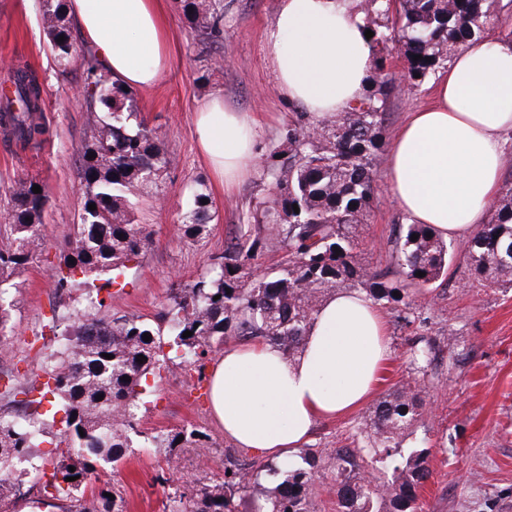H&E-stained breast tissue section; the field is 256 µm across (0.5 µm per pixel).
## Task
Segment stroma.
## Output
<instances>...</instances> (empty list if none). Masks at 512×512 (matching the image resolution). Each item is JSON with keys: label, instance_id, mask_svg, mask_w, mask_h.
<instances>
[{"label": "stroma", "instance_id": "stroma-1", "mask_svg": "<svg viewBox=\"0 0 512 512\" xmlns=\"http://www.w3.org/2000/svg\"><path fill=\"white\" fill-rule=\"evenodd\" d=\"M174 50L168 72L157 84L136 90L137 107L158 130L168 159L158 189L133 197L136 223L152 232V243L121 284L104 287L105 314L155 318L174 289L205 272L224 252L243 213L273 197L263 170L269 152L281 146L301 104L284 98L266 53L278 0H224V32L203 41L182 17L179 0H164ZM227 65H219V58ZM27 62L44 85L49 136L41 150L24 152L0 136V219L11 207V189L26 176L42 181L46 204L41 234L45 250L38 265L0 285V301L11 318L0 330V377L41 385V353L60 343V331L80 318L82 291L58 293L54 273L64 240L83 206L78 149L88 134L85 100L76 95L78 70L60 72L51 56L39 0H0V84L19 62ZM434 80L392 93L386 103L383 136L391 138L410 112L429 105ZM248 113L259 123L257 154L250 174L230 191L215 188L196 142L194 111L211 95ZM361 242L364 263L393 268L390 242L405 218L384 175ZM211 197L213 215L206 239L191 241L174 231L197 191ZM446 276L425 291L410 312L382 307L390 353L380 389L414 378L412 345L431 346L426 412L415 436L432 450V476L420 497L422 512H512V288L474 287L468 282L461 240H453ZM224 356L215 347L203 371L183 360H164L161 375L149 379L140 404L138 436L117 469H104L101 483L119 490L126 512H167L169 496L183 481L221 477L224 452L232 443L209 414L212 367ZM194 427L208 436L206 447L184 449L173 461L148 439ZM366 432L364 410L319 422L307 450L327 456L352 447Z\"/></svg>", "mask_w": 512, "mask_h": 512}]
</instances>
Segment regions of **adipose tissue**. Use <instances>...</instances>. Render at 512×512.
Here are the masks:
<instances>
[{
	"instance_id": "adipose-tissue-1",
	"label": "adipose tissue",
	"mask_w": 512,
	"mask_h": 512,
	"mask_svg": "<svg viewBox=\"0 0 512 512\" xmlns=\"http://www.w3.org/2000/svg\"><path fill=\"white\" fill-rule=\"evenodd\" d=\"M67 15L113 81L143 88L173 53L162 0H68ZM280 92L322 118L363 93L374 47L352 0H280L267 39ZM197 140L215 184L231 189L255 156L257 123L215 95L195 110ZM512 131V40L469 42L435 83V101L395 132L385 177L412 224L459 237L483 224ZM381 311L358 291L326 295L294 357L253 341L225 350L209 405L227 439L261 458L292 455L315 423L366 404L388 358Z\"/></svg>"
}]
</instances>
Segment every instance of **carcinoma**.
<instances>
[{
  "instance_id": "carcinoma-1",
  "label": "carcinoma",
  "mask_w": 512,
  "mask_h": 512,
  "mask_svg": "<svg viewBox=\"0 0 512 512\" xmlns=\"http://www.w3.org/2000/svg\"><path fill=\"white\" fill-rule=\"evenodd\" d=\"M68 0H41L44 31L55 65L63 72L81 70L90 112V135L79 147L84 203L60 254L55 288L90 289L98 277L112 284L126 275L151 242V231L134 223L130 195L149 194L167 168L158 132L137 112L132 91L112 81L96 55L78 49L67 16ZM191 29L208 41L223 32V0H181ZM365 28L374 32L370 88L350 104L340 119L316 120L295 112L288 123V163L281 151L268 155L264 170L275 186L272 203L258 208L240 225L224 255L192 283L177 289L155 326L140 315L88 316L64 342L47 354L46 378L38 396L6 383L0 398L25 408L22 421L0 416V505L21 496L19 465L31 457L50 424L73 451L62 456L41 486L38 503L74 501L98 481L99 470L115 466L131 447L139 402L147 375L161 369L163 347L197 363L213 344L233 338L261 340L288 357L299 353L309 323L322 298L337 289L363 291L374 302L412 308L420 289L448 270L449 246L430 224H402L392 255L396 270L372 271L363 262V226L376 195L375 175L383 159L382 128L394 77L386 68L389 47H398L402 77L416 84L447 68L454 55L483 37L488 21L512 0H366ZM65 37L59 41V37ZM420 59L415 60L413 56ZM420 78H415V75ZM11 93L0 94V128L22 149H37L47 139L42 119L43 87L28 64L10 78ZM35 177L12 187L10 222L0 227V284L29 268L43 249L40 234L45 193H35ZM204 192L184 213L178 234L203 239L212 221V203ZM96 209H88V205ZM299 212H294L293 206ZM417 240H411L412 235ZM285 254L284 262L254 276L268 245ZM469 279L484 285L512 287V187L503 189L491 221L464 244ZM75 263H70V259ZM425 276H417V272ZM399 296H394V292ZM193 332L185 338L183 333ZM151 336L143 341V334ZM114 358L107 359L105 355ZM145 356L147 361L138 363ZM130 380L124 381L122 377ZM425 380L414 378L386 391L366 410L369 448H338L332 454L336 512H419L420 491L431 477L429 448H403L423 414ZM25 395L17 401L14 396ZM103 399H98L99 395ZM52 400H47V396ZM51 419L41 417L43 402ZM61 419H56L58 413ZM85 436H80V433ZM195 429L157 434L155 448L169 460L186 447H204ZM320 457L305 453L298 461H246L225 455L218 479L187 481L174 490L173 510L183 512H311L312 487ZM74 471H69V468ZM279 477L267 492L268 510L249 507L246 493L261 472ZM77 480H72V477ZM112 493L114 498L107 497ZM85 512H123L122 497L104 486L92 494Z\"/></svg>"
}]
</instances>
